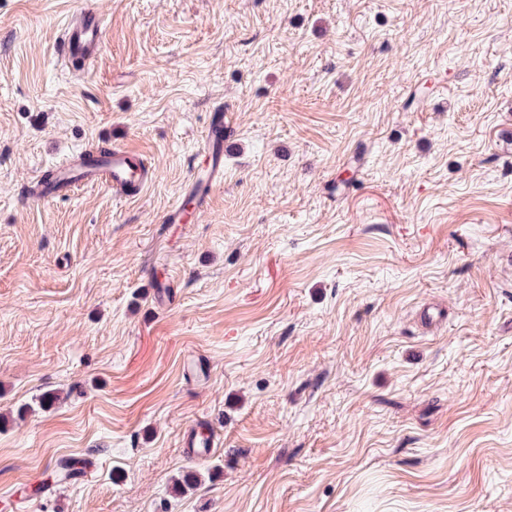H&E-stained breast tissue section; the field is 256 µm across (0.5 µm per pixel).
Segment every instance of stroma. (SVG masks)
I'll list each match as a JSON object with an SVG mask.
<instances>
[{
  "label": "stroma",
  "instance_id": "obj_1",
  "mask_svg": "<svg viewBox=\"0 0 512 512\" xmlns=\"http://www.w3.org/2000/svg\"><path fill=\"white\" fill-rule=\"evenodd\" d=\"M95 2L79 72L83 0H0V512H512V0ZM102 143L140 197L28 196ZM105 24L91 1L76 11L66 22L57 54L61 60L92 64L102 49ZM232 135L229 121L224 120L207 129L205 145L203 148L201 165L206 170L205 177H201L198 167L191 173V196L198 202L197 208L203 210L211 198V193L216 184L224 177V138Z\"/></svg>",
  "mask_w": 512,
  "mask_h": 512
}]
</instances>
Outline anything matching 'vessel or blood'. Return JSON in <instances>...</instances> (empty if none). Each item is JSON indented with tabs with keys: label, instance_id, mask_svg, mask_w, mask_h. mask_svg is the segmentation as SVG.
Masks as SVG:
<instances>
[{
	"label": "vessel or blood",
	"instance_id": "b4317fda",
	"mask_svg": "<svg viewBox=\"0 0 512 512\" xmlns=\"http://www.w3.org/2000/svg\"><path fill=\"white\" fill-rule=\"evenodd\" d=\"M105 24L100 12L87 0L66 22L57 54L60 59L92 64L102 49ZM232 134L229 122H220L207 129L201 163L204 173H192L190 193L199 207H206L213 188L224 177V140ZM52 183L37 191V198L46 200L73 193L80 188L106 186L124 198L139 195L149 182V167L138 154L125 148L112 149L98 162L87 163L84 153L71 154L53 169Z\"/></svg>",
	"mask_w": 512,
	"mask_h": 512
}]
</instances>
